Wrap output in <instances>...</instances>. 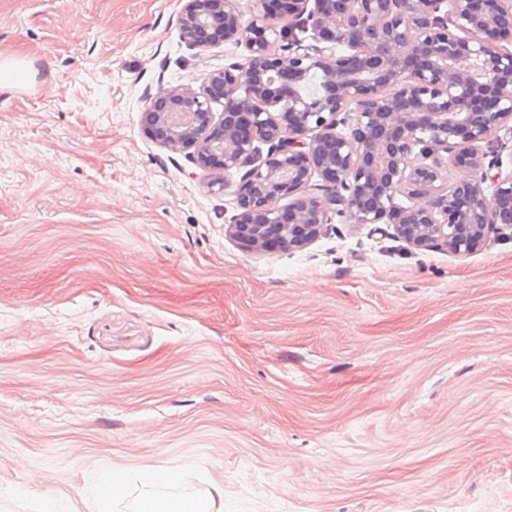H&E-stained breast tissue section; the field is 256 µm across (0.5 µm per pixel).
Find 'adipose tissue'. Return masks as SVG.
<instances>
[{"label":"adipose tissue","mask_w":512,"mask_h":512,"mask_svg":"<svg viewBox=\"0 0 512 512\" xmlns=\"http://www.w3.org/2000/svg\"><path fill=\"white\" fill-rule=\"evenodd\" d=\"M178 473L164 468L143 469L138 478L115 470L105 474L96 500V512H113L114 506L131 501L132 512H224V490L212 488L200 496L178 493Z\"/></svg>","instance_id":"adipose-tissue-1"}]
</instances>
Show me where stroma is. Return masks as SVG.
Masks as SVG:
<instances>
[{
  "label": "stroma",
  "instance_id": "1",
  "mask_svg": "<svg viewBox=\"0 0 512 512\" xmlns=\"http://www.w3.org/2000/svg\"><path fill=\"white\" fill-rule=\"evenodd\" d=\"M183 0H0V512L178 470L224 512H512V238L231 240L232 191L148 137Z\"/></svg>",
  "mask_w": 512,
  "mask_h": 512
}]
</instances>
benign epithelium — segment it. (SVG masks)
I'll use <instances>...</instances> for the list:
<instances>
[{"label": "benign epithelium", "instance_id": "obj_1", "mask_svg": "<svg viewBox=\"0 0 512 512\" xmlns=\"http://www.w3.org/2000/svg\"><path fill=\"white\" fill-rule=\"evenodd\" d=\"M257 2L247 17L241 0H184L189 48L244 55L197 89L159 85L143 113L161 146L236 186L234 240L303 248L336 217L454 255L512 236V151L494 137L512 124V0ZM294 21L305 38L274 51ZM450 166L467 176L448 182Z\"/></svg>", "mask_w": 512, "mask_h": 512}]
</instances>
